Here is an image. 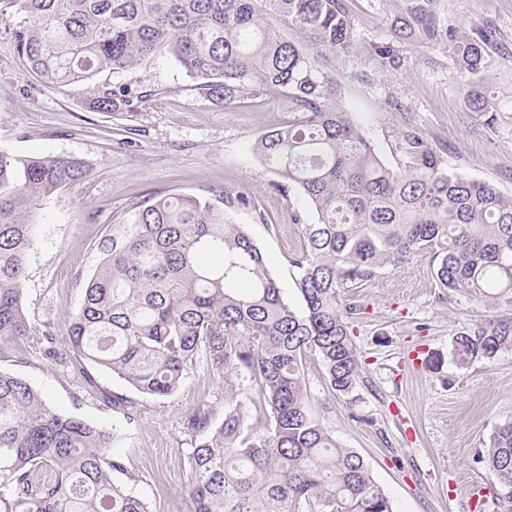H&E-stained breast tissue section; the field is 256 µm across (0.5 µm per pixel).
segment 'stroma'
<instances>
[{"instance_id":"stroma-1","label":"stroma","mask_w":512,"mask_h":512,"mask_svg":"<svg viewBox=\"0 0 512 512\" xmlns=\"http://www.w3.org/2000/svg\"><path fill=\"white\" fill-rule=\"evenodd\" d=\"M444 5L456 36L495 28L498 45L482 73L464 79L450 45H398L395 64L377 56L374 46L393 40V0H352L357 45L336 64L340 103L390 167L403 163L398 133L409 119L448 172L512 196V0ZM21 20L12 11L0 17V151L73 157L87 172L37 216L24 283L32 326H50L65 340L84 285L104 257L102 243L130 223L133 203L219 187L248 198V207L228 214L246 225L284 297L302 309L289 260L304 249L301 226L314 223L316 213L297 188L277 190V175L262 167L255 150L262 134L287 123V103L204 97L166 54L133 71L102 72L85 85L48 87L16 49L13 31ZM121 85L132 93L128 107L114 114L90 109L91 97ZM472 88L497 112L494 126L470 106ZM350 297L358 307L351 330L363 360L355 402L332 395L316 357L306 363L313 408L324 426L364 458L393 512H505L479 456L495 429L512 420V348L464 367L453 354L458 332L501 315V308L441 288L429 250L401 268L381 270ZM0 371L28 381L48 407L106 429L117 415L101 390L136 396L102 370L88 386L79 362L56 365L41 357L35 341L15 336H0ZM138 398L140 416L123 427L120 443L134 491L152 512H194L183 421L200 405L222 420L224 380L199 366L174 395Z\"/></svg>"}]
</instances>
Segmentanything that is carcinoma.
I'll return each mask as SVG.
<instances>
[{
  "label": "carcinoma",
  "mask_w": 512,
  "mask_h": 512,
  "mask_svg": "<svg viewBox=\"0 0 512 512\" xmlns=\"http://www.w3.org/2000/svg\"><path fill=\"white\" fill-rule=\"evenodd\" d=\"M10 9L24 14L16 48L49 87L127 72L165 51L205 97L287 102L288 125L261 135L257 154L317 220L302 225L305 250L291 260L297 312L245 225L218 207L246 206V197L220 188L138 202L130 227L106 239L62 345L32 329L23 285L38 211L86 171L71 158L0 151V336H35L46 359L78 356L151 397L173 395L200 364L229 386L244 383L221 422L205 405L186 416L195 512H393L363 457L313 412L306 358L317 356L331 390L351 396L361 360L346 294L426 249L441 287L507 307L456 334L457 362L511 348L512 196L445 170L408 118L403 167L380 158L338 103L336 61L357 43L351 0H0V15ZM390 28L404 44L450 38L441 0H399ZM494 45L485 26L455 41L461 74H480ZM129 103L126 87L91 99L107 113ZM248 387L269 411L258 436L247 424L257 403ZM100 394L126 424L138 419V401ZM121 435L116 424L107 432L52 410L27 381L0 372V512H151L114 478L127 474ZM480 462L512 500V421Z\"/></svg>",
  "instance_id": "carcinoma-1"
}]
</instances>
